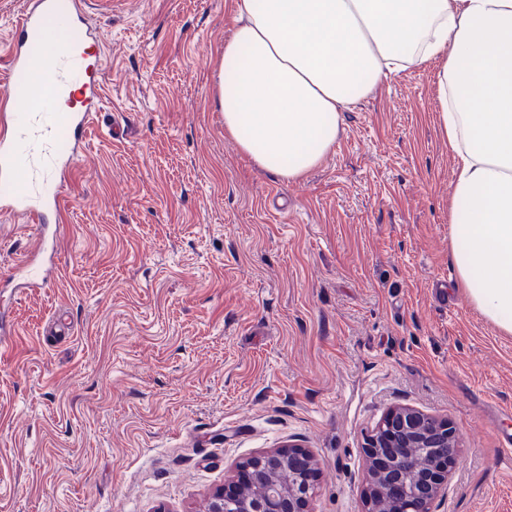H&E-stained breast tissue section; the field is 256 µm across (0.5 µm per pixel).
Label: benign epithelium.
<instances>
[{"instance_id": "7a95c632", "label": "benign epithelium", "mask_w": 512, "mask_h": 512, "mask_svg": "<svg viewBox=\"0 0 512 512\" xmlns=\"http://www.w3.org/2000/svg\"><path fill=\"white\" fill-rule=\"evenodd\" d=\"M368 477L361 492L364 512L372 500L388 504V512H433L448 486L456 458L455 430L448 422L409 408L389 411L365 437ZM241 468L252 481L264 480L261 495L229 485L216 493L211 512H308L314 481L308 475L317 461L304 448L283 446L247 459ZM288 473L282 482L274 475Z\"/></svg>"}]
</instances>
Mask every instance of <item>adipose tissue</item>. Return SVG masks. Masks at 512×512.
<instances>
[{
    "label": "adipose tissue",
    "mask_w": 512,
    "mask_h": 512,
    "mask_svg": "<svg viewBox=\"0 0 512 512\" xmlns=\"http://www.w3.org/2000/svg\"><path fill=\"white\" fill-rule=\"evenodd\" d=\"M232 10L217 72L224 132L288 181L333 150L350 106L442 59L455 285L512 335V0H232Z\"/></svg>",
    "instance_id": "1"
}]
</instances>
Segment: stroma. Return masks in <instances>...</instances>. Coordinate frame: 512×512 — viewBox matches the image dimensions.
<instances>
[{"instance_id": "stroma-1", "label": "stroma", "mask_w": 512, "mask_h": 512, "mask_svg": "<svg viewBox=\"0 0 512 512\" xmlns=\"http://www.w3.org/2000/svg\"><path fill=\"white\" fill-rule=\"evenodd\" d=\"M84 2L103 108L57 269L18 300L39 227L0 214V512H208L290 442L320 464L310 512H361L364 438L395 407L458 434L435 512H512V413L491 411L512 410V335L453 286L441 62L387 78L289 182L214 102L231 0Z\"/></svg>"}]
</instances>
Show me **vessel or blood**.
Returning a JSON list of instances; mask_svg holds the SVG:
<instances>
[{
    "label": "vessel or blood",
    "instance_id": "obj_1",
    "mask_svg": "<svg viewBox=\"0 0 512 512\" xmlns=\"http://www.w3.org/2000/svg\"><path fill=\"white\" fill-rule=\"evenodd\" d=\"M54 40L57 50L46 55ZM98 44L82 0H32L18 20L7 72L16 109L0 113V212L60 222L68 175L103 104L102 65L88 54ZM52 256L39 239L22 265L27 287L44 284L41 262Z\"/></svg>",
    "mask_w": 512,
    "mask_h": 512
}]
</instances>
